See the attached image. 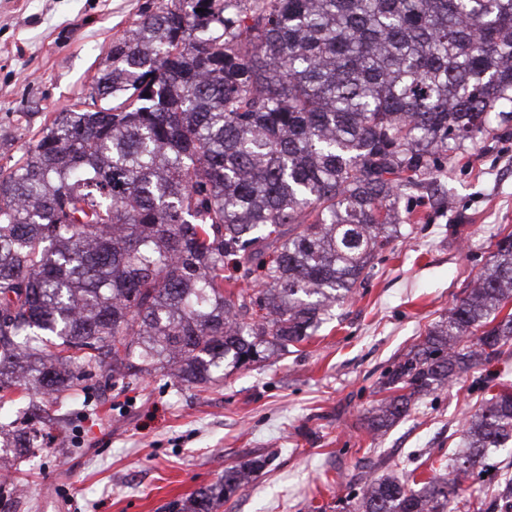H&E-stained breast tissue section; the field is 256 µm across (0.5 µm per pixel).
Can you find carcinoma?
I'll list each match as a JSON object with an SVG mask.
<instances>
[{
    "label": "carcinoma",
    "mask_w": 512,
    "mask_h": 512,
    "mask_svg": "<svg viewBox=\"0 0 512 512\" xmlns=\"http://www.w3.org/2000/svg\"><path fill=\"white\" fill-rule=\"evenodd\" d=\"M83 108L0 167V410L95 374L202 385L286 354L399 237V201L512 121V0H171L112 43ZM512 232L394 367L379 432L512 346ZM456 470L512 453V384ZM43 430L0 447L35 454ZM264 466L165 512H213ZM460 485L375 480L353 512H456Z\"/></svg>",
    "instance_id": "carcinoma-1"
}]
</instances>
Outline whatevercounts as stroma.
<instances>
[{
    "label": "stroma",
    "instance_id": "35a3bbf8",
    "mask_svg": "<svg viewBox=\"0 0 512 512\" xmlns=\"http://www.w3.org/2000/svg\"><path fill=\"white\" fill-rule=\"evenodd\" d=\"M164 0H0V166L17 159L57 113L71 109L105 65L112 41ZM401 236L368 279L298 350L206 387L155 372L127 386L77 389L73 410L50 404L52 439L21 462L16 512H163L225 469L272 455L218 512H344L366 481L455 478L449 449L488 398L512 382V352L420 399L384 435L365 418L396 356L437 322L512 232V123L452 158L437 184L407 193ZM480 487L462 480L468 512H512L488 492L512 475L492 455Z\"/></svg>",
    "mask_w": 512,
    "mask_h": 512
}]
</instances>
